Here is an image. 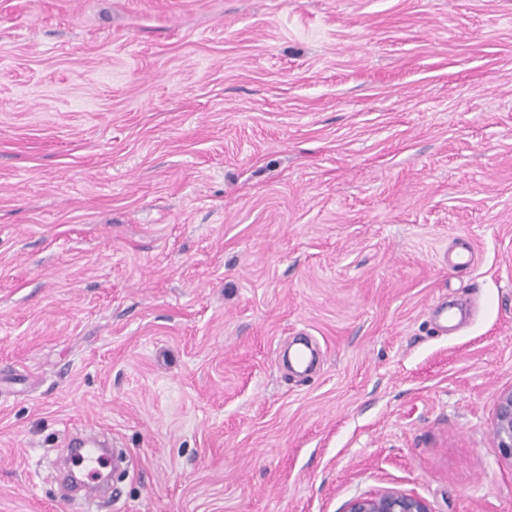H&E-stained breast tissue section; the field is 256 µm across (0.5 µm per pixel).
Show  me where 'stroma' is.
Segmentation results:
<instances>
[{
    "label": "stroma",
    "instance_id": "stroma-1",
    "mask_svg": "<svg viewBox=\"0 0 512 512\" xmlns=\"http://www.w3.org/2000/svg\"><path fill=\"white\" fill-rule=\"evenodd\" d=\"M511 388L512 0H0V512H512ZM494 436L503 455L512 458V389L500 394L497 402ZM75 448L74 457L78 458L86 467L93 471L103 456L95 435L83 434L78 443L72 446ZM345 512H432V509L429 502L420 496L385 490L351 499Z\"/></svg>",
    "mask_w": 512,
    "mask_h": 512
}]
</instances>
